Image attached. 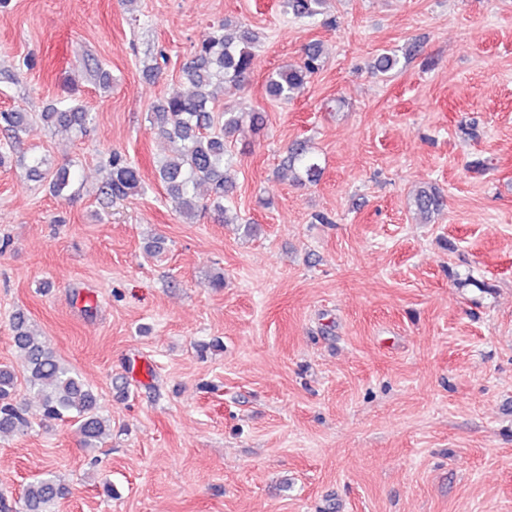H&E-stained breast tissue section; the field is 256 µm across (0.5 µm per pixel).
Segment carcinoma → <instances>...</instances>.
I'll return each instance as SVG.
<instances>
[{"instance_id":"carcinoma-1","label":"carcinoma","mask_w":512,"mask_h":512,"mask_svg":"<svg viewBox=\"0 0 512 512\" xmlns=\"http://www.w3.org/2000/svg\"><path fill=\"white\" fill-rule=\"evenodd\" d=\"M327 0H282L284 11L297 18L314 19L324 14ZM258 32L238 22L224 19L196 44L194 54L183 68L190 85L187 94L179 92L164 97L152 107L150 120L170 146V153L158 164V175L165 185L169 201L183 218L192 219L199 209V189L210 190L209 207L218 221L230 220L231 208L224 205L233 189L228 176L233 155L226 138L244 123L252 127L264 124L262 109L243 102L235 109L213 111L216 87L226 82L240 87L248 84L255 49L260 45ZM324 63L323 48L311 44L304 49L299 63L275 71L266 84L269 96L280 101L294 99L318 74ZM399 64L397 56L382 53L375 59L372 72L387 74ZM91 113L81 104L58 109L51 107L32 119L19 109L0 111V128L8 139L18 140L33 130V125L58 126L64 130L85 129ZM110 176L104 185L105 194L113 201H123L142 189L140 166L125 155L114 152L108 161ZM283 168L299 184L319 181L323 168L319 156L305 141H296L289 148ZM52 191L64 195L70 186V172L60 168L50 177ZM416 210L429 218L443 205L434 190H421L414 199ZM15 350L19 354L23 378L28 388L39 397L42 419L46 422L68 420L76 425L86 448H98L110 435L111 427L102 414L98 396L79 375L62 362L45 338L21 313L11 324ZM18 375L14 367L0 366V434L22 432L30 426L26 410L16 401ZM68 488L56 476L47 473L30 482L22 496V512H51Z\"/></svg>"}]
</instances>
